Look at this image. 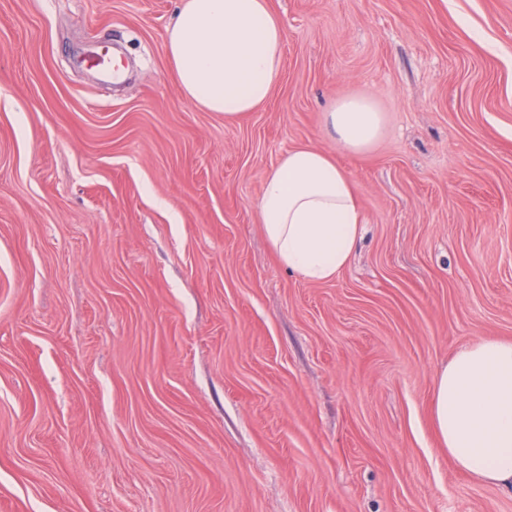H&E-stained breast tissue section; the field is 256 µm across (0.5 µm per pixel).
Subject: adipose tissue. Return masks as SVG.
<instances>
[{"mask_svg": "<svg viewBox=\"0 0 512 512\" xmlns=\"http://www.w3.org/2000/svg\"><path fill=\"white\" fill-rule=\"evenodd\" d=\"M285 29L272 0H181L166 53L185 97L233 121L264 106L283 76ZM382 116L360 100L337 101L324 133L359 154ZM277 261L310 282L345 269L365 215L349 172L310 145L288 149L266 174L256 202ZM439 449L471 480L512 493V338L482 337L439 371L428 411Z\"/></svg>", "mask_w": 512, "mask_h": 512, "instance_id": "adipose-tissue-1", "label": "adipose tissue"}]
</instances>
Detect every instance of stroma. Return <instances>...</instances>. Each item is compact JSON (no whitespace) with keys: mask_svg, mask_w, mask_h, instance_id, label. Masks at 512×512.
<instances>
[{"mask_svg":"<svg viewBox=\"0 0 512 512\" xmlns=\"http://www.w3.org/2000/svg\"><path fill=\"white\" fill-rule=\"evenodd\" d=\"M179 0H0V512H512L436 446L437 372L512 336V0H274L284 71L225 121ZM120 46L121 81L78 61ZM382 112L368 151L330 103ZM367 219L314 283L257 221L299 144ZM381 127V113L364 101L340 100L324 112L325 136L354 154L368 149L378 138Z\"/></svg>","mask_w":512,"mask_h":512,"instance_id":"1","label":"stroma"}]
</instances>
